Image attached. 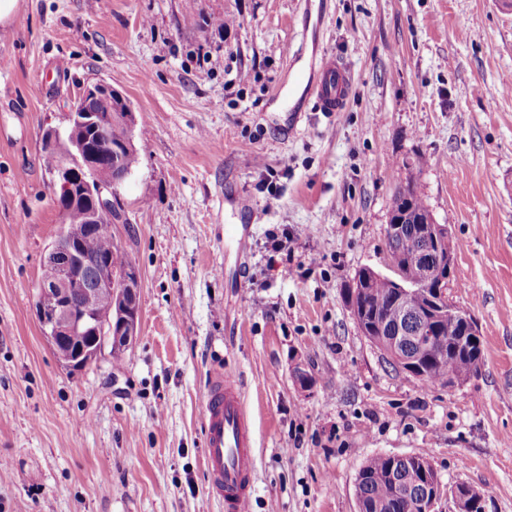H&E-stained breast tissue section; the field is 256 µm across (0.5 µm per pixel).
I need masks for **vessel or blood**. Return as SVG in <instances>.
<instances>
[{
  "label": "vessel or blood",
  "mask_w": 512,
  "mask_h": 512,
  "mask_svg": "<svg viewBox=\"0 0 512 512\" xmlns=\"http://www.w3.org/2000/svg\"><path fill=\"white\" fill-rule=\"evenodd\" d=\"M351 86L347 64L322 59L314 94L321 111H342ZM205 459L209 486L225 512H246L255 459L253 429L244 409L239 383L215 373L204 402Z\"/></svg>",
  "instance_id": "1"
}]
</instances>
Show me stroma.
Instances as JSON below:
<instances>
[{"label": "stroma", "mask_w": 512, "mask_h": 512, "mask_svg": "<svg viewBox=\"0 0 512 512\" xmlns=\"http://www.w3.org/2000/svg\"><path fill=\"white\" fill-rule=\"evenodd\" d=\"M316 45L351 95L296 123ZM1 57L0 512H224L218 371L253 425L249 512H357L363 464L409 455L512 512V0H19ZM97 82L136 114L112 236L139 332L73 372L34 307L61 222L43 139ZM407 184L451 230L448 296L483 340L452 388L390 365L347 302L356 271L388 272ZM286 227L293 253L267 250Z\"/></svg>", "instance_id": "35a3bbf8"}]
</instances>
